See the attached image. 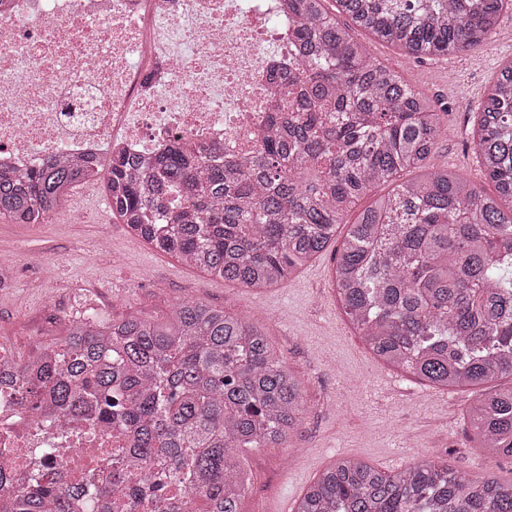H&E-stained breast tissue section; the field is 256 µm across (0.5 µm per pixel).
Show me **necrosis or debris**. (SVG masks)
I'll use <instances>...</instances> for the list:
<instances>
[{
	"instance_id": "necrosis-or-debris-1",
	"label": "necrosis or debris",
	"mask_w": 512,
	"mask_h": 512,
	"mask_svg": "<svg viewBox=\"0 0 512 512\" xmlns=\"http://www.w3.org/2000/svg\"><path fill=\"white\" fill-rule=\"evenodd\" d=\"M283 0H0V166L66 154L140 167L173 145L251 156L275 77L296 56ZM0 396V469L56 437ZM113 446L87 433L66 459L83 483Z\"/></svg>"
}]
</instances>
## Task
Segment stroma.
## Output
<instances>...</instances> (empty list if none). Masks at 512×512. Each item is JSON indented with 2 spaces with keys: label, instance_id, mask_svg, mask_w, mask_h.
<instances>
[{
  "label": "stroma",
  "instance_id": "stroma-1",
  "mask_svg": "<svg viewBox=\"0 0 512 512\" xmlns=\"http://www.w3.org/2000/svg\"><path fill=\"white\" fill-rule=\"evenodd\" d=\"M350 33L369 42L378 62L437 106L448 107L431 164L459 171L493 192L473 142L471 108L512 63V11L502 13L489 45L422 61L370 40L359 27ZM0 252L14 254L16 269L0 287V346L19 358L60 343L76 313L88 307L107 322H162L180 301L193 299L263 321L269 343L303 386L306 411L289 445L245 451L251 483L243 512L257 506L263 512H295L308 486L343 457L393 472L434 456L461 474L490 473L500 483L512 482L511 459L493 462L483 449L470 447L463 412L469 399L510 386L512 378L463 391L436 390L375 358L336 299L334 248L258 295L131 236L112 218L98 185L85 184L48 223L0 218Z\"/></svg>",
  "mask_w": 512,
  "mask_h": 512
}]
</instances>
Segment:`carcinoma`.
Here are the masks:
<instances>
[{
  "instance_id": "carcinoma-1",
  "label": "carcinoma",
  "mask_w": 512,
  "mask_h": 512,
  "mask_svg": "<svg viewBox=\"0 0 512 512\" xmlns=\"http://www.w3.org/2000/svg\"><path fill=\"white\" fill-rule=\"evenodd\" d=\"M303 49L288 101L260 151L225 162L206 148L170 149L140 169L52 160L0 171V217L43 224L76 186L106 182L112 217L155 250L251 289H265L324 250L376 184L391 193L362 210L336 255L333 287L373 355L419 381L464 388L512 377V64L476 106L475 146L497 195L429 166L443 134L431 99L377 62L325 0H286ZM338 13L415 59L485 46L512 0H335ZM404 171L416 177L399 181ZM11 391L32 416L94 409L123 427L135 472L85 490L32 476L0 512H85L110 498L121 512H242L240 454L289 442L305 413L300 381L261 321L196 300L168 320L102 323L92 308L67 337L19 360L0 354ZM470 439L512 457V386L467 408ZM296 512H512V483L463 476L426 458L389 474L343 458L308 487Z\"/></svg>"
}]
</instances>
